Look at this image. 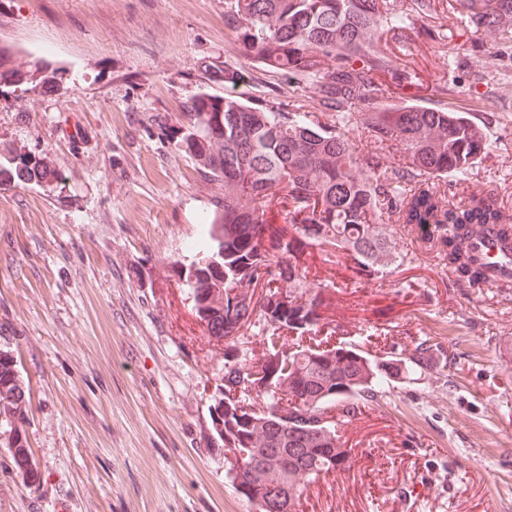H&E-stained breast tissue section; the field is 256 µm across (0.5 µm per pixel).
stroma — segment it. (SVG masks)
Here are the masks:
<instances>
[{
    "instance_id": "35a3bbf8",
    "label": "stroma",
    "mask_w": 512,
    "mask_h": 512,
    "mask_svg": "<svg viewBox=\"0 0 512 512\" xmlns=\"http://www.w3.org/2000/svg\"><path fill=\"white\" fill-rule=\"evenodd\" d=\"M226 0H0V44L56 79L0 95V151L46 156L55 177L0 173V319L31 386L27 437L41 479L0 447V512H252L226 476L210 408L224 349L210 342L178 270L220 189L158 135L207 90L280 112H316L296 81L252 66L245 83L202 64L242 59ZM385 97L459 112L489 148L464 203L492 194L512 215V37L490 41L441 10L386 35ZM334 284L332 322L289 348L349 344L376 357L441 348L422 374L339 422L349 470L320 476L293 512H512V295L456 283L434 253L393 273L306 259Z\"/></svg>"
}]
</instances>
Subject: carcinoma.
Returning a JSON list of instances; mask_svg holds the SVG:
<instances>
[{"label":"carcinoma","instance_id":"cac0c4a2","mask_svg":"<svg viewBox=\"0 0 512 512\" xmlns=\"http://www.w3.org/2000/svg\"><path fill=\"white\" fill-rule=\"evenodd\" d=\"M483 12L466 18L476 28L512 32V0H482ZM443 0H228L224 23L243 47L244 58L305 85L323 112H274L231 95L201 92L189 100L160 136L187 153L207 183L222 188L213 218L197 239L195 260L180 270L192 309L207 335L224 342V384L213 407L224 405V447L241 454L231 468L235 489L256 512H274L287 492L300 497L309 483L343 470L332 418L352 419L386 392L400 371L423 370L424 341L400 360L373 358L353 346L286 351L270 340L255 363L237 355L241 329L260 314L272 331L300 336L318 331L332 305L326 284L307 282L300 258L327 248L324 261L353 262L356 274L389 272L407 259L404 239L436 254L454 278L477 285L485 266L473 256L478 240L512 237V216L487 196L454 203L435 178H470L487 149L480 129L459 112L410 103H384L376 75L398 71L396 56L380 46L413 18H429ZM249 71L224 64L214 80L234 87ZM55 72L39 59L17 61L0 44V84L16 89L47 83ZM371 133L374 147L361 154L346 127ZM6 171L20 182H47L46 158L9 154ZM411 188H405V184ZM397 217L398 228L385 222ZM267 288L263 301L250 290ZM30 382L15 351L0 347V437L11 463L29 482L40 480L26 431ZM262 441L268 457L250 456ZM272 470V494L253 499L245 468Z\"/></svg>","mask_w":512,"mask_h":512}]
</instances>
